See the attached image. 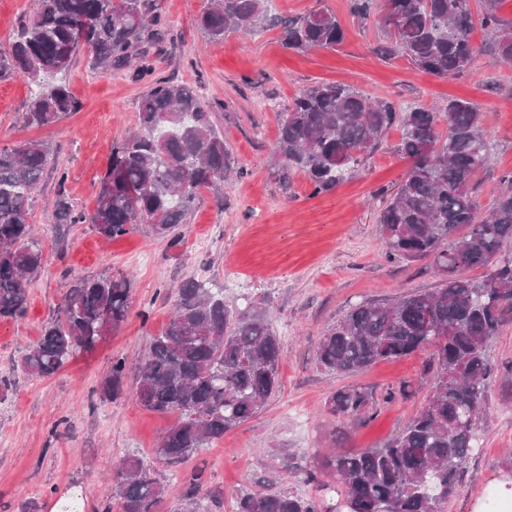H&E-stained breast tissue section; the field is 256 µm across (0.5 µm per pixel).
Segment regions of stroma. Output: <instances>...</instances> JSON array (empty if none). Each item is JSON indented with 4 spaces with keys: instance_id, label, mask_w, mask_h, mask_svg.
<instances>
[{
    "instance_id": "obj_1",
    "label": "stroma",
    "mask_w": 512,
    "mask_h": 512,
    "mask_svg": "<svg viewBox=\"0 0 512 512\" xmlns=\"http://www.w3.org/2000/svg\"><path fill=\"white\" fill-rule=\"evenodd\" d=\"M207 0H157L167 31L151 48L155 73L198 84L212 107L238 170L219 189H206L180 225L177 243L158 239L146 225L107 239L91 224H60L52 203L64 194L75 209L92 212L112 147L137 126L147 88L133 68L100 70L81 49L59 79L68 84L79 109L56 124L28 126L25 114L33 86L17 76L0 81V147L38 140L50 149L51 165L32 197L29 219L46 266L29 287L22 319L0 323V512H21L36 503L40 512L78 494L82 512H119L108 493L112 472L123 459L154 460L169 416L144 409L133 395L100 398L97 388L121 355L136 363L152 336L168 320L182 284L206 280L223 289L226 305L244 296L274 318L283 343L282 386L254 418L167 471L166 502L181 497L186 471L201 468L210 488L224 496L260 490L272 472L306 495L305 470L317 467L327 449L346 452L379 445L402 429L425 404L431 389L428 352L376 363L345 377L317 363L322 331L350 303L390 300L437 287L440 276L427 259L386 254L378 214L409 165L391 131L358 174L336 190L312 195L302 174L283 192L269 164L283 113L295 94L316 82L348 85L403 108H428L462 97L477 102L491 146L476 195L490 205L501 178L512 172V66L480 54L470 71L452 79L427 75L406 60H381L372 49L383 37L379 24H359L348 0H273L271 11L285 20L323 4L344 31L333 50L296 53L285 48L280 27L251 36L236 33L208 39L197 18ZM65 183H58V171ZM122 272L132 283L127 322L95 350L78 355L49 378L21 367L25 348L56 314L73 279ZM497 371L481 415L480 449L466 463L456 493L443 512H474L492 488L512 480V321L490 341ZM370 387L368 416L332 415L331 391L349 384Z\"/></svg>"
}]
</instances>
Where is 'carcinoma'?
<instances>
[{
    "mask_svg": "<svg viewBox=\"0 0 512 512\" xmlns=\"http://www.w3.org/2000/svg\"><path fill=\"white\" fill-rule=\"evenodd\" d=\"M481 26L497 57L512 62V20L499 14L501 0H479ZM364 25L377 19L386 40L374 48L385 59L404 58L441 79L454 78L483 52L471 38L469 0H350ZM156 0H37L34 13L7 52L0 53V81L24 76L37 86L26 123L48 127L78 110L69 89L45 83L70 68L83 45L96 68L134 65L149 86L138 123L112 149L91 214L57 195L61 224L90 223L113 239L136 224L159 239L179 238L203 189H216L235 158L198 86L154 76L145 30L162 34ZM282 26L286 48L304 53L334 48L343 40L336 16L325 6L279 21L270 0H208L199 28L212 39L254 35ZM483 112L468 99L450 98L441 109H402L352 87L322 83L298 93L283 114L272 174L283 190L299 172L312 195L325 194L356 175L392 129L395 151L410 160L404 178L386 200L378 221L388 256L428 257L441 275L439 287L379 302L349 306L320 336L318 365L328 373L355 374L386 360L429 351L433 383L426 405L404 428L376 448L334 452L304 473L316 494L302 497L274 480L260 492L233 497L231 512H332L326 494L339 478L347 512H441L456 491L463 468L478 449L477 427L495 366L486 350L512 311V172L483 209L473 183L488 164ZM50 164L40 141L0 148V321L25 315L29 285L45 256L29 223L32 195ZM466 229L461 234L459 230ZM484 268L480 281L467 276ZM128 276L76 279L54 319L22 355L32 375L49 377L80 353L119 330L130 313ZM282 342L268 311L249 303L237 311L222 290L189 279L178 290L171 319L152 337L127 386V359H112L99 385L103 400L130 392L146 409L176 416L155 455L175 467L252 419L280 386ZM373 403L362 385L340 387L326 405L334 416L360 418ZM186 490L168 512H212L220 506L204 489L203 472H191ZM166 490L163 474L135 457L112 475L110 491L120 512H157Z\"/></svg>",
    "mask_w": 512,
    "mask_h": 512,
    "instance_id": "obj_1",
    "label": "carcinoma"
}]
</instances>
